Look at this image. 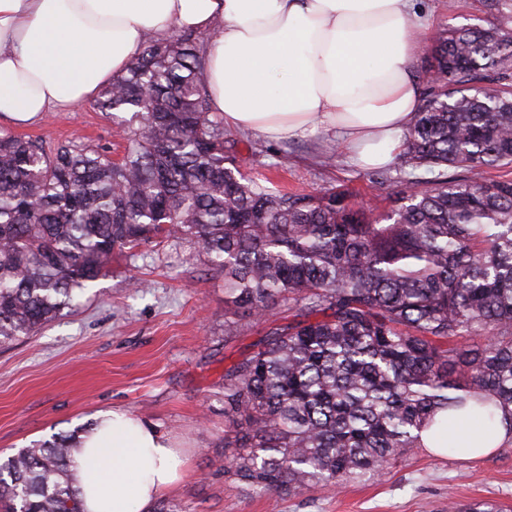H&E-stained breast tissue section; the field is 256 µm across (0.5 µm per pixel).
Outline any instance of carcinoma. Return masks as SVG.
<instances>
[{"mask_svg": "<svg viewBox=\"0 0 512 512\" xmlns=\"http://www.w3.org/2000/svg\"><path fill=\"white\" fill-rule=\"evenodd\" d=\"M501 23L429 47L395 204L246 177L211 109L203 41L151 42L101 90L121 158L81 139L0 132V345L35 335L106 276L115 252L177 234L224 276V338L264 335L224 369V472L253 493L339 487L466 418L512 420V0ZM453 174H448L449 169ZM75 435L0 464L4 512H81ZM448 512H505L448 501Z\"/></svg>", "mask_w": 512, "mask_h": 512, "instance_id": "obj_1", "label": "carcinoma"}]
</instances>
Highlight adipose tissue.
Returning a JSON list of instances; mask_svg holds the SVG:
<instances>
[{
  "instance_id": "adipose-tissue-1",
  "label": "adipose tissue",
  "mask_w": 512,
  "mask_h": 512,
  "mask_svg": "<svg viewBox=\"0 0 512 512\" xmlns=\"http://www.w3.org/2000/svg\"><path fill=\"white\" fill-rule=\"evenodd\" d=\"M423 21L411 0H0V116L29 122L92 99L169 30L208 33L204 73L228 127L289 140L321 129L381 166L419 108ZM82 512H152L188 460L115 407L73 450Z\"/></svg>"
}]
</instances>
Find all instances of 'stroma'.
<instances>
[{"label":"stroma","instance_id":"obj_1","mask_svg":"<svg viewBox=\"0 0 512 512\" xmlns=\"http://www.w3.org/2000/svg\"><path fill=\"white\" fill-rule=\"evenodd\" d=\"M427 35L451 26L496 24L481 0H415ZM0 130L46 145L78 134L111 147V118L86 101ZM242 169L279 188H345L354 203L383 212L397 197L398 161L354 163L328 133L266 139L225 128ZM257 331L224 338V279L209 271L197 244L170 236L116 256L109 276L75 311L30 338L0 346V462L32 443L70 434L96 410L121 407L170 435L189 470L160 502L168 512H448L449 501L512 506V447L479 459L420 449L378 474L340 489L258 496L224 473V370Z\"/></svg>","mask_w":512,"mask_h":512}]
</instances>
